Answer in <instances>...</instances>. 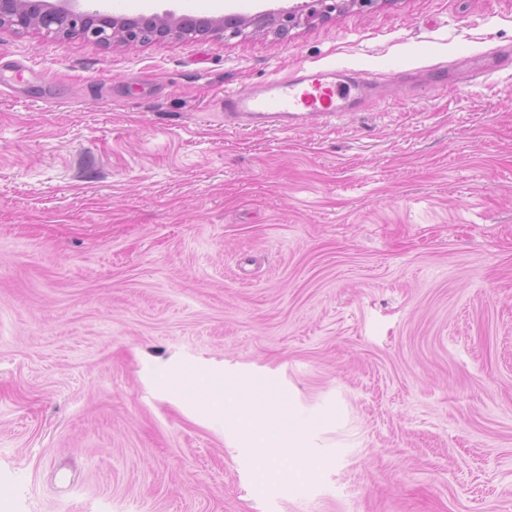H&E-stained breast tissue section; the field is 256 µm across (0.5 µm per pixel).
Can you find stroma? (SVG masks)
Wrapping results in <instances>:
<instances>
[{
	"label": "stroma",
	"mask_w": 512,
	"mask_h": 512,
	"mask_svg": "<svg viewBox=\"0 0 512 512\" xmlns=\"http://www.w3.org/2000/svg\"><path fill=\"white\" fill-rule=\"evenodd\" d=\"M113 15L288 0H111ZM512 0H377L128 48L0 26V512H512ZM415 91L290 133L224 92ZM275 383L262 466L181 374ZM494 61L491 63H482L476 59L468 58V68L466 71V81L469 83L477 82L488 70L495 66H512V52L500 51L494 54Z\"/></svg>",
	"instance_id": "stroma-1"
}]
</instances>
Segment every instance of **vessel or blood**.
Here are the masks:
<instances>
[{"mask_svg":"<svg viewBox=\"0 0 512 512\" xmlns=\"http://www.w3.org/2000/svg\"><path fill=\"white\" fill-rule=\"evenodd\" d=\"M493 64L512 66V52L495 53ZM490 65L469 60L467 82H477ZM381 95V89L358 71L336 66H302L286 77L225 92L224 123L232 128L290 132L313 120L335 122Z\"/></svg>","mask_w":512,"mask_h":512,"instance_id":"1","label":"vessel or blood"}]
</instances>
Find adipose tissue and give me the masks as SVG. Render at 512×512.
<instances>
[{"mask_svg":"<svg viewBox=\"0 0 512 512\" xmlns=\"http://www.w3.org/2000/svg\"><path fill=\"white\" fill-rule=\"evenodd\" d=\"M196 384L203 405H221L236 413L240 436L262 461L272 465L282 459L296 465L307 463L308 452L294 420L272 384L228 379L219 385L204 378Z\"/></svg>","mask_w":512,"mask_h":512,"instance_id":"1","label":"adipose tissue"}]
</instances>
